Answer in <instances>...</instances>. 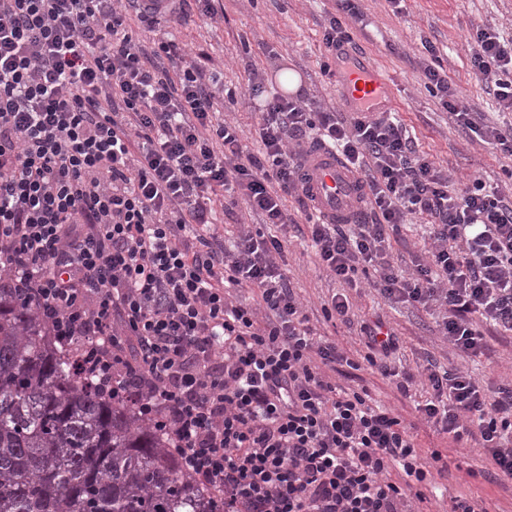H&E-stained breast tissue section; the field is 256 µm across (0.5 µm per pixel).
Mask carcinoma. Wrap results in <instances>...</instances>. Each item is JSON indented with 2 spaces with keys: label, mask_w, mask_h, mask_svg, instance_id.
Here are the masks:
<instances>
[{
  "label": "carcinoma",
  "mask_w": 512,
  "mask_h": 512,
  "mask_svg": "<svg viewBox=\"0 0 512 512\" xmlns=\"http://www.w3.org/2000/svg\"><path fill=\"white\" fill-rule=\"evenodd\" d=\"M0 277V512H224L169 437L105 392Z\"/></svg>",
  "instance_id": "cac0c4a2"
}]
</instances>
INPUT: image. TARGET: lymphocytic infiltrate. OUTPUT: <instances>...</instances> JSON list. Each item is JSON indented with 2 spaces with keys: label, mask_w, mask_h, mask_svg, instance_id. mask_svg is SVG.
Returning <instances> with one entry per match:
<instances>
[{
  "label": "lymphocytic infiltrate",
  "mask_w": 512,
  "mask_h": 512,
  "mask_svg": "<svg viewBox=\"0 0 512 512\" xmlns=\"http://www.w3.org/2000/svg\"><path fill=\"white\" fill-rule=\"evenodd\" d=\"M187 18L183 0H0V273L105 391L168 433L224 512H412L441 452L423 456L398 414L328 380L343 356L315 338L278 264L285 240L247 231L220 243L213 204L224 193L285 226L282 198L295 197L330 275L352 286L370 272L385 297L438 308L442 335L470 357L486 348L483 327L512 333V199L477 176L456 187L388 112L277 95L250 152L236 125L215 120L204 69L173 41L133 34ZM470 52L512 112V39L479 26ZM423 76L458 126L512 157V122L480 129L442 68L424 64ZM314 143L358 176L370 223L321 221L298 182ZM413 217L432 243L407 275L389 239ZM361 332L371 367L401 394L425 388L418 412L512 480V387L391 369L395 333L379 321Z\"/></svg>",
  "instance_id": "lymphocytic-infiltrate-1"
}]
</instances>
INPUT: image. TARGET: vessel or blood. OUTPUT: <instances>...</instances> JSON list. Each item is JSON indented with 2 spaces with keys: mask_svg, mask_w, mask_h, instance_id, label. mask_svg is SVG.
<instances>
[{
  "mask_svg": "<svg viewBox=\"0 0 512 512\" xmlns=\"http://www.w3.org/2000/svg\"><path fill=\"white\" fill-rule=\"evenodd\" d=\"M337 81L341 98L350 110L361 107L373 112L386 110L387 83L373 66L352 62L338 73ZM300 176L307 195L325 222H348L358 212L363 188L337 154L316 147L309 149Z\"/></svg>",
  "mask_w": 512,
  "mask_h": 512,
  "instance_id": "1",
  "label": "vessel or blood"
}]
</instances>
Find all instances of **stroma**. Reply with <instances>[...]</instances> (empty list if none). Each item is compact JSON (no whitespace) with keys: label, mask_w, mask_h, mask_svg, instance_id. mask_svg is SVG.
I'll list each match as a JSON object with an SVG mask.
<instances>
[{"label":"stroma","mask_w":512,"mask_h":512,"mask_svg":"<svg viewBox=\"0 0 512 512\" xmlns=\"http://www.w3.org/2000/svg\"><path fill=\"white\" fill-rule=\"evenodd\" d=\"M359 8L363 19L351 26L353 47L389 76L392 110L406 125L417 149L454 178L477 175L488 184L512 188V179L506 175L512 169V158L480 136L461 130L425 89L420 70L428 57L425 46L433 44L449 85L477 112L479 124L506 122L487 86L472 74L468 41L477 24L511 39L512 0H403L397 12L388 0H360ZM214 9L213 18L170 23L162 31L201 61L218 86L233 91V102L221 104L220 114L239 122L242 142L249 149L259 147L256 99L248 90L254 72L263 73L266 95L280 93L277 75L288 69L299 74L300 92L312 106L342 108L335 77L322 72L328 56L323 33L334 11L333 0H215ZM213 219L223 239L237 236L245 224L287 239L282 270L303 302L315 333L336 341L349 361L361 363L368 352L361 324L380 319L398 338L397 349L387 359L391 367L430 359L484 381H512V335L486 330V353L464 356L442 336L432 311L389 303L364 283L344 289L320 265L306 224L266 226L260 216L248 215L242 203L231 210L215 205ZM341 291L347 292L352 304L354 318L349 325L327 321L322 314L324 303ZM331 378L346 389L367 388L373 403L397 409L405 423L412 425L423 453L437 449L447 455L448 474L437 479L435 489L426 490L425 512H446L455 496L481 499L487 512H512V488L502 489L485 478L491 465L482 450L459 447L428 427L414 400L402 398L391 380L370 367L362 365L355 371L348 364L339 365ZM472 469L477 472L473 478L468 475Z\"/></svg>","instance_id":"obj_1"}]
</instances>
